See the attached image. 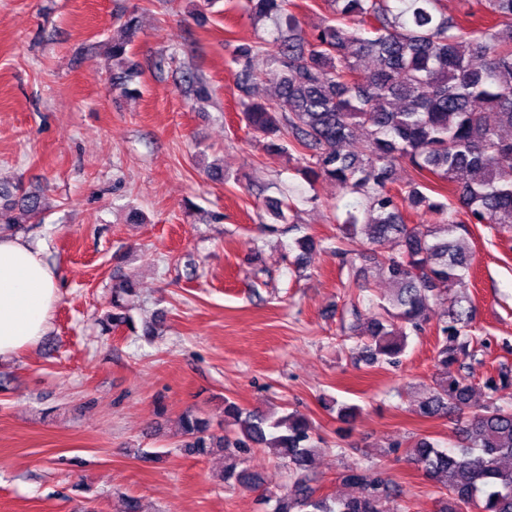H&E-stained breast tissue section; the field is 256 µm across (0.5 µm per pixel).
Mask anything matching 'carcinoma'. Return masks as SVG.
<instances>
[{
	"instance_id": "cac0c4a2",
	"label": "carcinoma",
	"mask_w": 512,
	"mask_h": 512,
	"mask_svg": "<svg viewBox=\"0 0 512 512\" xmlns=\"http://www.w3.org/2000/svg\"><path fill=\"white\" fill-rule=\"evenodd\" d=\"M327 2L332 23L308 35L292 0H245L250 18L274 20L288 35L234 48L231 62L241 67L245 81L261 79L274 87L269 100L242 101V119L267 139L269 150H305L308 182L329 179L364 198L360 212L346 213L336 251L345 264L369 257L392 293L372 304L371 342L359 356L398 363L408 333H421L432 307H443L436 361L445 376L433 381L417 414L454 420L461 442L447 450L419 437L408 446L410 460L446 490L438 512H512V467L504 466L512 460V407L496 403L509 373L502 368L499 379H489L482 410L465 414L471 385L462 370L475 356V307L455 291L471 268L470 225L492 219L502 230L512 229V138L500 134L512 128V0H484L490 22L476 28L443 13L439 0ZM130 44L112 39L116 85L133 77ZM258 55L266 57L267 67L256 74L252 62ZM363 58L372 59L367 71L360 68ZM359 135L363 146L356 152ZM403 161L420 176L447 183L446 200L423 193H440L430 180L394 189L393 169ZM462 172L480 178L461 182ZM421 206L433 221L408 223ZM45 209L43 192L0 182L1 232L20 228L15 211L37 218ZM385 240L395 244L388 254L374 249ZM295 243L296 263L303 265L315 241L303 235ZM135 293L131 282L113 287L111 324L126 322L123 311ZM224 415L239 429L232 441L211 433L205 418L185 412L179 419L184 452L200 457L216 448L230 451L225 480L243 483L249 479L243 468L247 452L255 446L276 449L295 480L291 495L276 499L274 512H385V502L398 495L378 474L352 468L343 479L359 486V493L331 502L317 495L308 475L318 451L308 420L293 414L275 418L228 400Z\"/></svg>"
}]
</instances>
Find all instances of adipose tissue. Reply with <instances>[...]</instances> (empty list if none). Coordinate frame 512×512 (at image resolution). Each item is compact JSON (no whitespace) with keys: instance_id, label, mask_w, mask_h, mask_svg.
I'll return each mask as SVG.
<instances>
[{"instance_id":"ef3b65f1","label":"adipose tissue","mask_w":512,"mask_h":512,"mask_svg":"<svg viewBox=\"0 0 512 512\" xmlns=\"http://www.w3.org/2000/svg\"><path fill=\"white\" fill-rule=\"evenodd\" d=\"M58 276L25 239L0 236V361L36 346L49 330Z\"/></svg>"}]
</instances>
